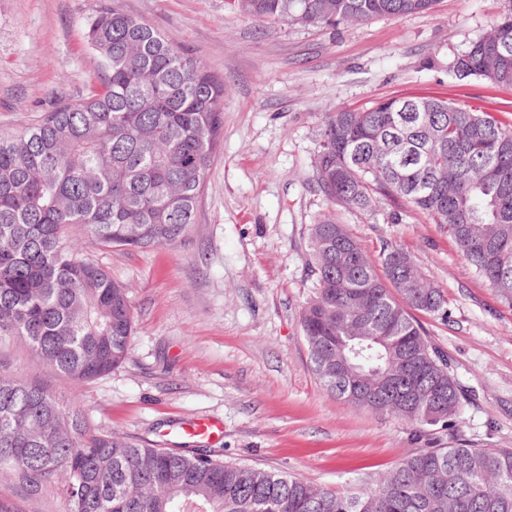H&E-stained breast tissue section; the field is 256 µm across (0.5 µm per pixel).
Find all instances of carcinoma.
<instances>
[{
  "instance_id": "obj_1",
  "label": "carcinoma",
  "mask_w": 512,
  "mask_h": 512,
  "mask_svg": "<svg viewBox=\"0 0 512 512\" xmlns=\"http://www.w3.org/2000/svg\"><path fill=\"white\" fill-rule=\"evenodd\" d=\"M256 20L339 26L428 12L436 0H235ZM86 41L85 92L33 126L0 133V338L88 382L122 366L129 290L78 258L73 224L95 243L151 251L185 238L224 136V80L171 35L112 6ZM459 80L512 85V8L452 64ZM332 204L389 198L440 225L512 307V124L437 97H391L330 114L315 154ZM354 255L336 287V238ZM317 291L299 314L313 371L338 398L411 426L452 429L468 400L414 312L448 315L409 255L375 259L327 215L310 228ZM0 470L32 493L55 480L66 512H512V448H425L374 488L341 494L212 454L139 447L91 427L84 410L0 364Z\"/></svg>"
}]
</instances>
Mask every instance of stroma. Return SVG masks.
Instances as JSON below:
<instances>
[{"instance_id":"obj_1","label":"stroma","mask_w":512,"mask_h":512,"mask_svg":"<svg viewBox=\"0 0 512 512\" xmlns=\"http://www.w3.org/2000/svg\"><path fill=\"white\" fill-rule=\"evenodd\" d=\"M105 0H0V132L32 126L94 75L86 44ZM175 37L224 80V139L206 173L191 233L148 252L69 236L80 256L124 284L135 316L128 360L78 383L0 342L17 377L85 409L89 425L151 448L218 451L227 463L340 491L375 487L424 448H512V307L478 278L438 225L393 202L331 205L315 151L330 112L392 96L479 103L512 123V87L461 83L450 66L512 0H438L429 13L337 27L258 21L230 0H119ZM377 255L408 251L440 288L447 318L418 314L455 378L476 393L453 430L419 429L336 398L312 370L299 312L316 291L309 232L325 214ZM220 423L203 441L190 425ZM0 512H65L56 483L29 493L0 472Z\"/></svg>"}]
</instances>
